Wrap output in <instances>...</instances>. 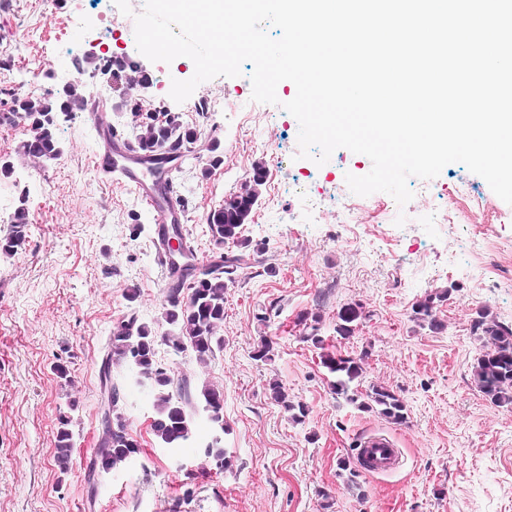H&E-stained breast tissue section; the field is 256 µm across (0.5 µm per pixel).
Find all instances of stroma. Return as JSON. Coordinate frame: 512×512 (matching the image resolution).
I'll return each mask as SVG.
<instances>
[{
    "label": "stroma",
    "mask_w": 512,
    "mask_h": 512,
    "mask_svg": "<svg viewBox=\"0 0 512 512\" xmlns=\"http://www.w3.org/2000/svg\"><path fill=\"white\" fill-rule=\"evenodd\" d=\"M103 0H0V114L18 97L38 98L61 82L79 83L95 99L101 81L86 58ZM85 23L76 27L74 14ZM155 83L130 90L144 109L172 112L203 141L220 144L221 165L178 175V199L200 260L216 247L207 215L263 168L265 183L237 242L227 253L245 258L225 276L224 346L208 366L159 348L172 376L211 383L224 394V446L230 471L212 470L202 448L210 437L206 414L195 419L197 439L165 448L150 424L156 415L149 389L125 367L112 369L125 393L124 413L143 446L129 464L99 473L88 487L86 466L101 428L98 371L113 324L134 314L155 324L167 290L156 259L153 219L137 195L98 178L91 156L97 134L85 113L61 119V157L41 163L20 145L31 132L0 122V236L18 200L30 230L12 257L0 256V512H512V407L492 404L475 387L472 366L482 352L473 332L479 314L512 327V284L479 289L464 252L471 238L498 246L512 266V205L463 164L434 179L410 178L406 205L378 192L336 200L346 174L362 176L370 159L336 149L319 165L299 157L297 120L283 109L296 94L277 87L278 104L252 101V63L235 78L201 83L184 102L171 99L173 79H189L193 64L175 67L130 55ZM42 64L43 73L33 71ZM217 111L195 112L201 98ZM465 195H457L458 187ZM466 222L443 223L449 195ZM146 230L134 234V222ZM447 291L433 313L435 332L414 318L416 302ZM355 308L352 336L336 333L339 311ZM317 322L323 348L306 342ZM272 358L255 359L261 339ZM363 366L361 388L400 395L406 420L396 424L335 394L322 354ZM65 365L59 377L56 365ZM279 380L290 399L308 408L293 423L272 400ZM71 419L74 450L67 471L54 460L60 413ZM381 432L402 448L390 474L360 473L348 483L339 461H353L355 439Z\"/></svg>",
    "instance_id": "obj_1"
}]
</instances>
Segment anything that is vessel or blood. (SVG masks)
Instances as JSON below:
<instances>
[{
	"mask_svg": "<svg viewBox=\"0 0 512 512\" xmlns=\"http://www.w3.org/2000/svg\"><path fill=\"white\" fill-rule=\"evenodd\" d=\"M88 117L94 125L99 145L92 156L93 168L104 180L119 179L134 191L150 209L156 224H183L187 217L178 204L168 178L148 170L139 153L127 148L109 135V116L97 103H90ZM356 455L360 466L372 474L396 471L401 464V451L387 435L373 432L356 441Z\"/></svg>",
	"mask_w": 512,
	"mask_h": 512,
	"instance_id": "b4317fda",
	"label": "vessel or blood"
}]
</instances>
